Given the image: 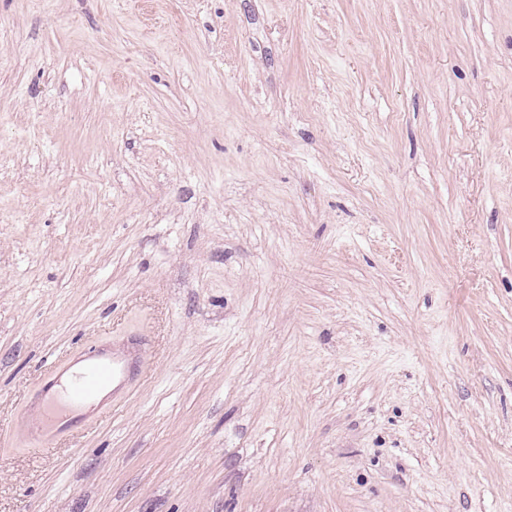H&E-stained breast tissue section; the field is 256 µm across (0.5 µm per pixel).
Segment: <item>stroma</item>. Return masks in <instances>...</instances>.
Wrapping results in <instances>:
<instances>
[{"label":"stroma","mask_w":512,"mask_h":512,"mask_svg":"<svg viewBox=\"0 0 512 512\" xmlns=\"http://www.w3.org/2000/svg\"><path fill=\"white\" fill-rule=\"evenodd\" d=\"M0 512H512V0H0ZM85 362L90 366V376L79 380L72 388L63 385V379L74 365ZM130 366L129 357L121 352H109L103 348L91 347L75 359L68 369L59 365H50L45 369L37 393V401L28 413L10 425V434L25 435L33 444L35 452L48 448L42 447L44 442L62 437L82 424L89 414L106 415L111 409L109 397L102 399L98 405L89 410L72 415L73 407L85 403L98 391L107 386V392L116 393L125 387Z\"/></svg>","instance_id":"obj_1"}]
</instances>
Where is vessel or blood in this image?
Here are the masks:
<instances>
[{
	"label": "vessel or blood",
	"instance_id": "obj_1",
	"mask_svg": "<svg viewBox=\"0 0 512 512\" xmlns=\"http://www.w3.org/2000/svg\"><path fill=\"white\" fill-rule=\"evenodd\" d=\"M81 360L89 365L90 375L70 388L63 385L64 368L55 364L46 368L36 401L24 417L10 425V433L25 435L34 448H42L44 442L65 436L82 424L84 417L75 413V406L102 388L109 386L116 392L124 388L130 366L126 354L92 347Z\"/></svg>",
	"mask_w": 512,
	"mask_h": 512
}]
</instances>
